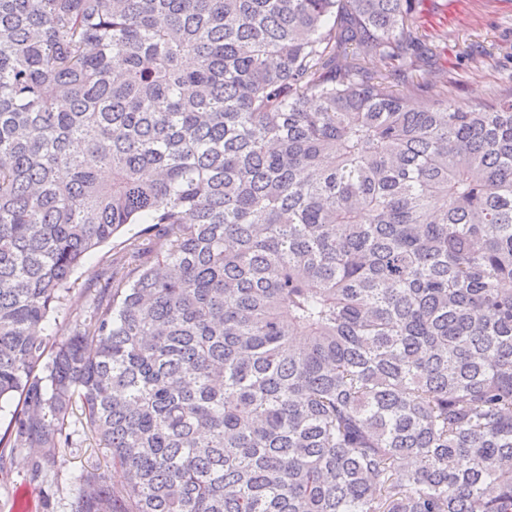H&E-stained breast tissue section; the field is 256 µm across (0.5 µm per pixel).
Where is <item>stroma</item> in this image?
Masks as SVG:
<instances>
[{
  "mask_svg": "<svg viewBox=\"0 0 512 512\" xmlns=\"http://www.w3.org/2000/svg\"><path fill=\"white\" fill-rule=\"evenodd\" d=\"M414 10L425 46L417 64L431 82L428 91L410 90L414 106L443 94L473 108L512 95V0H414ZM137 230L126 225L86 257L72 276L67 300L44 322V336L60 340L76 330L93 291L104 287L112 260ZM69 431L71 445L57 449L40 476L32 470L41 449L16 453L10 472L0 478V512H70L80 475L103 456L78 421H71Z\"/></svg>",
  "mask_w": 512,
  "mask_h": 512,
  "instance_id": "stroma-1",
  "label": "stroma"
}]
</instances>
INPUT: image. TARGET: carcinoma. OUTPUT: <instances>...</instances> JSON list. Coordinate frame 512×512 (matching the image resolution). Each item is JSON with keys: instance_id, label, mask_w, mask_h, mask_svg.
I'll use <instances>...</instances> for the list:
<instances>
[{"instance_id": "carcinoma-1", "label": "carcinoma", "mask_w": 512, "mask_h": 512, "mask_svg": "<svg viewBox=\"0 0 512 512\" xmlns=\"http://www.w3.org/2000/svg\"><path fill=\"white\" fill-rule=\"evenodd\" d=\"M419 45L412 0H0V474L78 411L124 481L71 512H512V98L411 108ZM146 224H129L123 227L107 244L86 257L74 272L73 290L60 310L43 323V335L53 341L60 340L78 328L90 310L92 295L98 288H105L107 272L112 259L118 257L126 241ZM90 288V289H87Z\"/></svg>"}]
</instances>
